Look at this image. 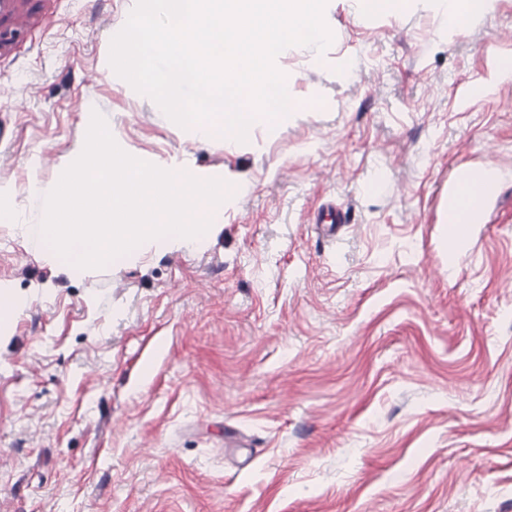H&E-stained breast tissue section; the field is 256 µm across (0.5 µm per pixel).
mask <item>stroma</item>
<instances>
[{
	"label": "stroma",
	"instance_id": "35a3bbf8",
	"mask_svg": "<svg viewBox=\"0 0 512 512\" xmlns=\"http://www.w3.org/2000/svg\"><path fill=\"white\" fill-rule=\"evenodd\" d=\"M135 0H0V206L39 224L104 112L130 155L241 185L206 247L84 276L0 223V512H512V0H328L297 108L200 144L113 73ZM494 163L467 250L448 180ZM329 202L349 222L328 243ZM491 0H444L445 13L448 15V26L458 32L465 31L472 20L486 15Z\"/></svg>",
	"mask_w": 512,
	"mask_h": 512
}]
</instances>
